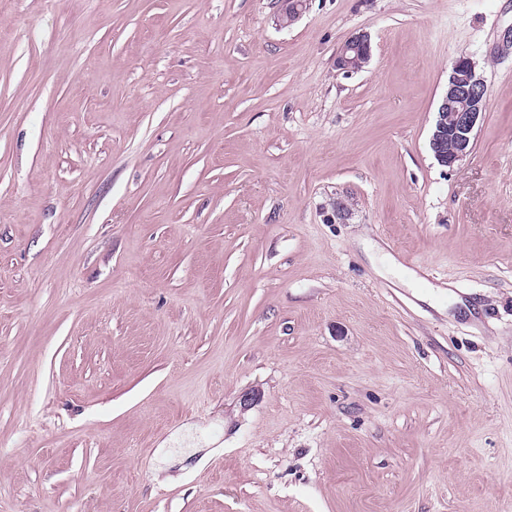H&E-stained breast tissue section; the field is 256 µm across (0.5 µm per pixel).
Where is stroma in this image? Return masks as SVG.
Wrapping results in <instances>:
<instances>
[{
  "instance_id": "35a3bbf8",
  "label": "stroma",
  "mask_w": 512,
  "mask_h": 512,
  "mask_svg": "<svg viewBox=\"0 0 512 512\" xmlns=\"http://www.w3.org/2000/svg\"><path fill=\"white\" fill-rule=\"evenodd\" d=\"M281 9L0 0V512H512V0ZM372 53L370 36L359 32L349 37L336 56V69L345 75L362 71L369 63ZM487 87L467 55L452 65L446 93L440 98L430 149L441 166L454 165L470 155L476 127L487 108Z\"/></svg>"
}]
</instances>
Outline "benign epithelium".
<instances>
[{"mask_svg":"<svg viewBox=\"0 0 512 512\" xmlns=\"http://www.w3.org/2000/svg\"><path fill=\"white\" fill-rule=\"evenodd\" d=\"M370 36L359 32L349 37L336 56V69L345 75L361 71L370 61ZM487 87L467 55L452 65L446 93L440 98L430 149L441 166L452 168L470 155L476 127L487 108Z\"/></svg>","mask_w":512,"mask_h":512,"instance_id":"benign-epithelium-1","label":"benign epithelium"}]
</instances>
